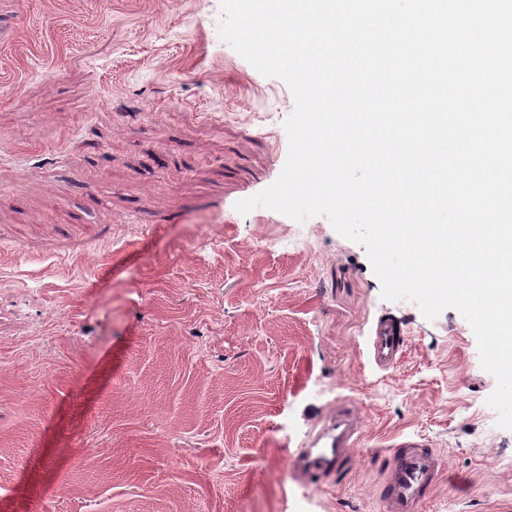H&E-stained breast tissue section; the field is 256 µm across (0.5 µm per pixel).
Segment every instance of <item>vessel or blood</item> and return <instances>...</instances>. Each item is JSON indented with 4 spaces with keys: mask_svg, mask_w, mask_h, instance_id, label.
I'll list each match as a JSON object with an SVG mask.
<instances>
[{
    "mask_svg": "<svg viewBox=\"0 0 512 512\" xmlns=\"http://www.w3.org/2000/svg\"><path fill=\"white\" fill-rule=\"evenodd\" d=\"M408 336L388 322L378 323L370 339L369 355L382 369L394 368L402 359ZM366 437L360 418L348 406L328 413L294 459L297 473L315 483L338 478L356 462ZM391 462L383 479L384 512H424L443 468L442 458L417 434L398 436L389 447Z\"/></svg>",
    "mask_w": 512,
    "mask_h": 512,
    "instance_id": "obj_1",
    "label": "vessel or blood"
}]
</instances>
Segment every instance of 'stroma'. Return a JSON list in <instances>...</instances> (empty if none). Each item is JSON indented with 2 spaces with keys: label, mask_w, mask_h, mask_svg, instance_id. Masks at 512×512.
<instances>
[{
  "label": "stroma",
  "mask_w": 512,
  "mask_h": 512,
  "mask_svg": "<svg viewBox=\"0 0 512 512\" xmlns=\"http://www.w3.org/2000/svg\"><path fill=\"white\" fill-rule=\"evenodd\" d=\"M221 0H0V512H383L386 450L448 467L427 512H512V430L468 322L387 301L365 248L238 201L279 177L288 85ZM408 337L382 371L378 322ZM354 404L371 455H290Z\"/></svg>",
  "instance_id": "1"
}]
</instances>
